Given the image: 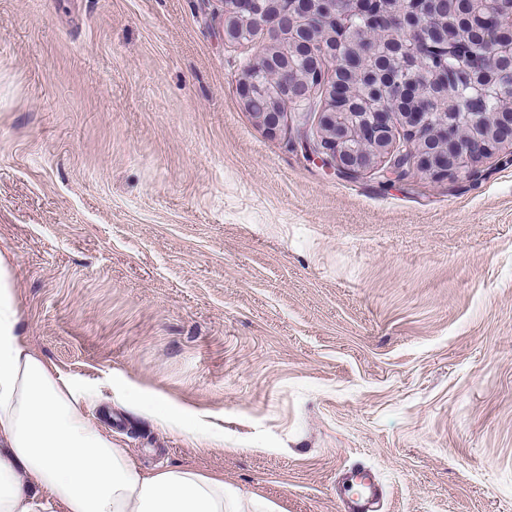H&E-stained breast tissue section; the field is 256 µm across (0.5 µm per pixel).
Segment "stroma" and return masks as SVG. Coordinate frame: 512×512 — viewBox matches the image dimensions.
Wrapping results in <instances>:
<instances>
[{
	"label": "stroma",
	"instance_id": "35a3bbf8",
	"mask_svg": "<svg viewBox=\"0 0 512 512\" xmlns=\"http://www.w3.org/2000/svg\"><path fill=\"white\" fill-rule=\"evenodd\" d=\"M223 0H0V257L19 324L142 469L255 512H512V164L341 179L237 86ZM188 408L200 446L133 407ZM364 477L362 485L365 488V494L361 498L353 499L346 504L348 512H375L370 506L379 496V489L374 476L368 471H362Z\"/></svg>",
	"mask_w": 512,
	"mask_h": 512
}]
</instances>
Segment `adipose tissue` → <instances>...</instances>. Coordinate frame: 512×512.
<instances>
[{
	"mask_svg": "<svg viewBox=\"0 0 512 512\" xmlns=\"http://www.w3.org/2000/svg\"><path fill=\"white\" fill-rule=\"evenodd\" d=\"M18 322L0 259V512H228L223 477L132 464Z\"/></svg>",
	"mask_w": 512,
	"mask_h": 512,
	"instance_id": "1",
	"label": "adipose tissue"
}]
</instances>
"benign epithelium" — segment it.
<instances>
[{"label":"benign epithelium","instance_id":"obj_1","mask_svg":"<svg viewBox=\"0 0 512 512\" xmlns=\"http://www.w3.org/2000/svg\"><path fill=\"white\" fill-rule=\"evenodd\" d=\"M245 0H224V42L252 43L258 35L264 42L258 57L268 78L274 80L283 69L294 78L276 89L272 111L255 119L270 136L288 129L291 141L311 158L339 176L355 178L367 171L379 174L385 184L400 175L422 176L432 180L474 178L484 160L496 157L512 160V134L503 135L497 112H448V98L463 96L468 89L479 98L489 93V85L478 75L464 77V88L448 82L427 85V98L439 106L437 112H410L405 108L413 95L412 79L398 76L397 69L414 70L423 63V49L440 41L446 54L458 53L448 33L437 27L436 16L418 18L420 6L436 5L440 0H389L391 13L401 24L397 36L386 31L364 30L370 39L372 59L356 79L365 86L364 101H384L371 112H351V122L338 124L334 86L341 83L342 68L326 47L310 55L307 70H301L288 48L303 42L317 21H328L335 28L347 25L345 15L336 13V0H294V10L282 11L281 0H250L253 12L241 10ZM512 33V12L497 17L495 29L484 35L477 48L491 47L503 60L512 61V41L502 34ZM258 84L247 74L238 84L243 108H249ZM304 105L311 118L300 124L287 117L290 105Z\"/></svg>","mask_w":512,"mask_h":512}]
</instances>
